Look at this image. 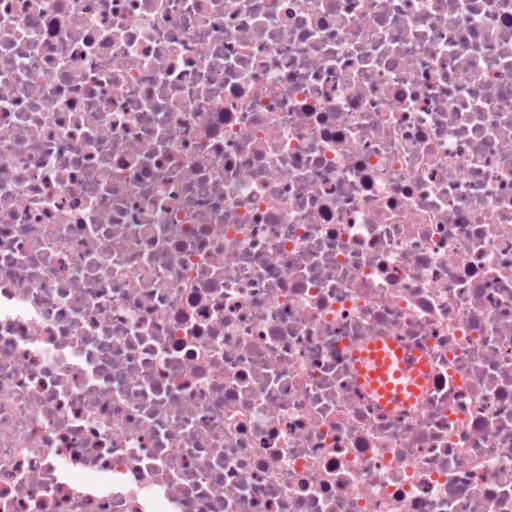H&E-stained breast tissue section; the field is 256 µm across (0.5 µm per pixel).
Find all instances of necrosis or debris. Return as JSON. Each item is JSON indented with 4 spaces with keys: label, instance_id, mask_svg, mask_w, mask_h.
Segmentation results:
<instances>
[{
    "label": "necrosis or debris",
    "instance_id": "necrosis-or-debris-1",
    "mask_svg": "<svg viewBox=\"0 0 512 512\" xmlns=\"http://www.w3.org/2000/svg\"><path fill=\"white\" fill-rule=\"evenodd\" d=\"M0 512H512V0H0ZM376 353H370L375 358L381 361L380 367L377 370H368L367 375L371 377L382 376L385 369L394 364L393 359L396 360L395 376L407 380L406 387L408 391L414 392L416 384L421 385L425 380L426 367L424 364L416 363L409 357L399 354L396 350L390 349L389 351L383 350L382 346L375 347Z\"/></svg>",
    "mask_w": 512,
    "mask_h": 512
}]
</instances>
